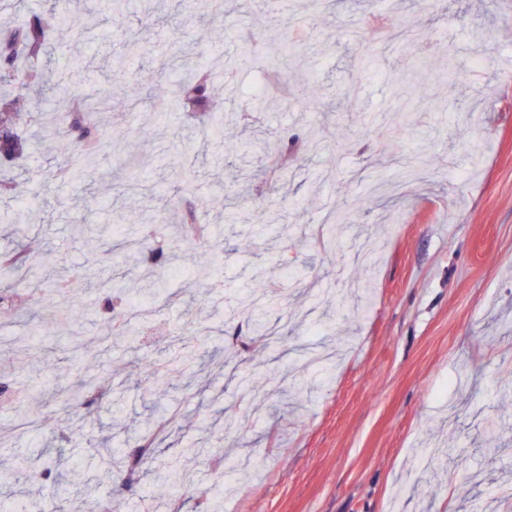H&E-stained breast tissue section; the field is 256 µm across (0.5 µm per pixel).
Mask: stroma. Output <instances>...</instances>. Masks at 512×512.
<instances>
[{
    "mask_svg": "<svg viewBox=\"0 0 512 512\" xmlns=\"http://www.w3.org/2000/svg\"><path fill=\"white\" fill-rule=\"evenodd\" d=\"M73 2L55 58L120 57L126 81L100 84L102 168L64 180L72 147L35 139L18 195H0V214L25 213L0 223V252L38 273L22 294L47 327L0 309V497L197 512L219 484L220 512H512V0H328L304 29L279 0H224L207 23L192 0H156L113 28L98 0ZM242 31L264 52L307 45L284 93L237 62L210 142L172 80L221 69ZM261 81L271 107L245 112ZM293 137L308 148L255 199L269 145ZM187 201L212 230L192 246ZM156 224L165 266L128 261L131 234ZM113 278L152 308L101 343L98 284ZM255 319L280 342L254 340ZM90 367L112 392L84 408L70 395ZM161 414L138 483L118 489L116 467L63 487L87 450H130ZM171 469L185 480L152 493Z\"/></svg>",
    "mask_w": 512,
    "mask_h": 512,
    "instance_id": "35a3bbf8",
    "label": "stroma"
}]
</instances>
